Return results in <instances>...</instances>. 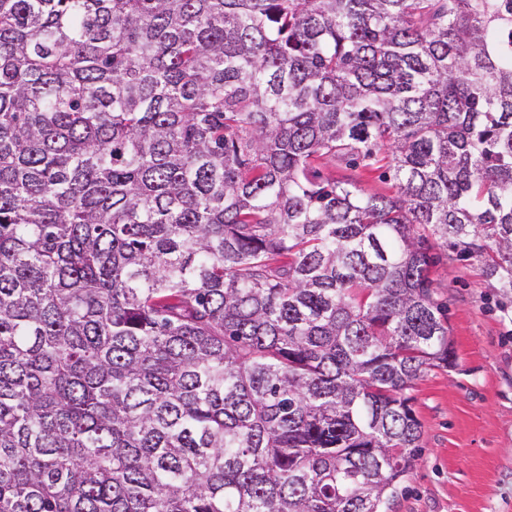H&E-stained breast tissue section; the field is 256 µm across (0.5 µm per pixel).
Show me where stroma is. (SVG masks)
<instances>
[{
	"label": "stroma",
	"mask_w": 512,
	"mask_h": 512,
	"mask_svg": "<svg viewBox=\"0 0 512 512\" xmlns=\"http://www.w3.org/2000/svg\"><path fill=\"white\" fill-rule=\"evenodd\" d=\"M440 255L431 276L457 366L431 369L414 385L421 447L393 512H512V321L478 262Z\"/></svg>",
	"instance_id": "1"
}]
</instances>
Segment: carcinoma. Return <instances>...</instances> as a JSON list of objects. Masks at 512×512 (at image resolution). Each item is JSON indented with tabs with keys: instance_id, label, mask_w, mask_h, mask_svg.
Instances as JSON below:
<instances>
[{
	"instance_id": "obj_1",
	"label": "carcinoma",
	"mask_w": 512,
	"mask_h": 512,
	"mask_svg": "<svg viewBox=\"0 0 512 512\" xmlns=\"http://www.w3.org/2000/svg\"><path fill=\"white\" fill-rule=\"evenodd\" d=\"M435 244L512 295V0H0V512H388ZM326 161L321 160V169L325 175L341 179L344 175L353 174L357 186L366 195H391L395 191V182L391 175L384 176L385 168L370 169L360 167L356 171H344L336 169L331 165H325Z\"/></svg>"
}]
</instances>
